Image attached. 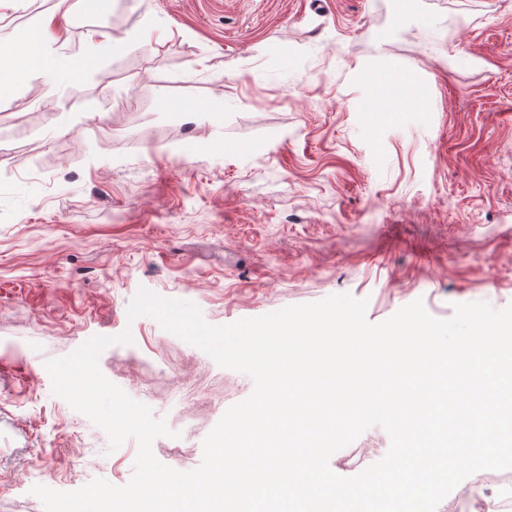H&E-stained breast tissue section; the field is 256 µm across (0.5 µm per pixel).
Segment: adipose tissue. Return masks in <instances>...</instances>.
I'll use <instances>...</instances> for the list:
<instances>
[{"label":"adipose tissue","mask_w":512,"mask_h":512,"mask_svg":"<svg viewBox=\"0 0 512 512\" xmlns=\"http://www.w3.org/2000/svg\"><path fill=\"white\" fill-rule=\"evenodd\" d=\"M65 44L56 14L43 15L35 29L20 33L0 49V88L20 76H35L48 85H57L77 65L65 52Z\"/></svg>","instance_id":"adipose-tissue-1"}]
</instances>
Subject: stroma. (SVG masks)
Segmentation results:
<instances>
[{"label":"stroma","mask_w":512,"mask_h":512,"mask_svg":"<svg viewBox=\"0 0 512 512\" xmlns=\"http://www.w3.org/2000/svg\"><path fill=\"white\" fill-rule=\"evenodd\" d=\"M62 13L85 33L145 38L59 90L0 91V512H44L42 485H126L138 445L53 395L47 360L131 331L99 357L197 463L252 378L151 317L139 288L228 325L348 294L378 324L422 300L512 305V0H27L0 40ZM394 81L380 88L373 70ZM201 109L184 123L166 98ZM390 447L379 426L335 452L357 475Z\"/></svg>","instance_id":"stroma-1"}]
</instances>
